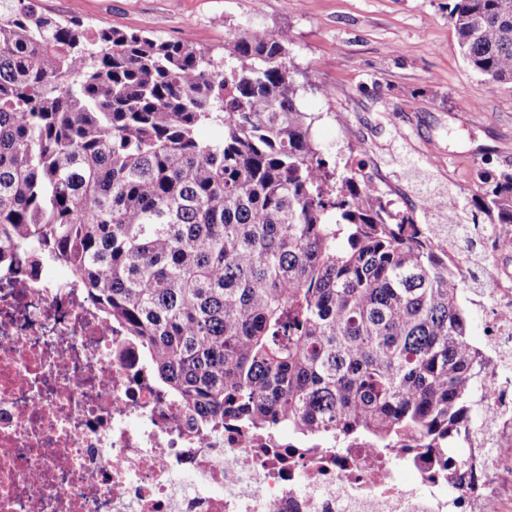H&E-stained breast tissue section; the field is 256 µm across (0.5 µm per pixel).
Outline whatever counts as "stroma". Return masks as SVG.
Listing matches in <instances>:
<instances>
[{
  "instance_id": "stroma-1",
  "label": "stroma",
  "mask_w": 512,
  "mask_h": 512,
  "mask_svg": "<svg viewBox=\"0 0 512 512\" xmlns=\"http://www.w3.org/2000/svg\"><path fill=\"white\" fill-rule=\"evenodd\" d=\"M50 14L79 15L113 28L181 41L217 58L257 16L262 32L287 31L301 85L299 105L312 132L337 159L365 152L380 162L392 198L423 224L448 214L425 209L420 182L450 205L482 198L481 173L512 172V83H495L462 58L448 0H37ZM462 265L469 335L490 333L498 265L482 234Z\"/></svg>"
}]
</instances>
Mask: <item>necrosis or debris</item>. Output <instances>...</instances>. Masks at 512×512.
Returning a JSON list of instances; mask_svg holds the SVG:
<instances>
[{
	"mask_svg": "<svg viewBox=\"0 0 512 512\" xmlns=\"http://www.w3.org/2000/svg\"><path fill=\"white\" fill-rule=\"evenodd\" d=\"M72 280L0 278V512H494L492 447L448 468L399 448L202 437ZM482 392L512 422V290L497 289ZM451 465V466H452Z\"/></svg>",
	"mask_w": 512,
	"mask_h": 512,
	"instance_id": "obj_1",
	"label": "necrosis or debris"
}]
</instances>
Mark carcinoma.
<instances>
[{"mask_svg": "<svg viewBox=\"0 0 512 512\" xmlns=\"http://www.w3.org/2000/svg\"><path fill=\"white\" fill-rule=\"evenodd\" d=\"M461 55L512 82V0H448ZM288 33L219 61L0 0V269L52 263L203 434L230 419L349 447L480 430L486 352L435 224L311 132ZM223 128L214 142L199 126ZM512 226V172L474 204Z\"/></svg>", "mask_w": 512, "mask_h": 512, "instance_id": "cac0c4a2", "label": "carcinoma"}]
</instances>
